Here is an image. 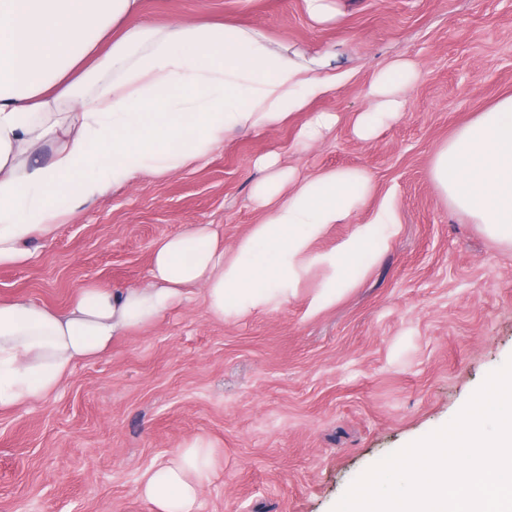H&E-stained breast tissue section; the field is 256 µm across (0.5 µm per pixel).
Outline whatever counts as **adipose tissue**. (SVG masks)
Masks as SVG:
<instances>
[{
	"label": "adipose tissue",
	"mask_w": 512,
	"mask_h": 512,
	"mask_svg": "<svg viewBox=\"0 0 512 512\" xmlns=\"http://www.w3.org/2000/svg\"><path fill=\"white\" fill-rule=\"evenodd\" d=\"M141 0H0V265L26 262L28 241L53 234L81 206L137 176L199 165L230 135L309 119L299 145L336 121L311 112L339 82L333 57L302 59L232 22L127 25ZM413 66L395 61L372 79L355 131L366 139L402 107ZM252 198L263 216L225 245L208 224L155 242L147 286L80 287L65 309L0 300V411L44 399L77 366L99 359L121 333L157 322L191 289L216 320L277 310L313 274L309 313L335 305L388 246L398 222L391 199L373 210L369 174L322 171L294 181L276 157ZM431 177L482 231L512 247V96L441 145ZM335 224L350 233L328 251ZM221 466L212 443L186 441L148 470L142 496L154 512H198Z\"/></svg>",
	"instance_id": "adipose-tissue-1"
}]
</instances>
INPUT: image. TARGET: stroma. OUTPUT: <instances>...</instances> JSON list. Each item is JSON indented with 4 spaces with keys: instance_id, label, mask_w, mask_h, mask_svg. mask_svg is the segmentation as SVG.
Listing matches in <instances>:
<instances>
[{
    "instance_id": "35a3bbf8",
    "label": "stroma",
    "mask_w": 512,
    "mask_h": 512,
    "mask_svg": "<svg viewBox=\"0 0 512 512\" xmlns=\"http://www.w3.org/2000/svg\"><path fill=\"white\" fill-rule=\"evenodd\" d=\"M318 25L303 0H143L140 22L232 21L276 47L336 53L344 79L313 110L336 114L310 148L300 112L236 134L206 164L141 176L81 208L0 265V300L65 308L77 287L144 285L152 246L189 224L232 244L260 219L255 159L308 176L358 167L372 203L399 217L387 251L319 314L315 288L273 312L215 321L201 296L117 336L47 398L0 413V512H153L143 474L204 436L223 468L200 512H332L388 454L447 425L512 358V249L489 240L431 178L438 147L512 95V0H335ZM396 59L417 77L370 139L354 123L374 75Z\"/></svg>"
}]
</instances>
